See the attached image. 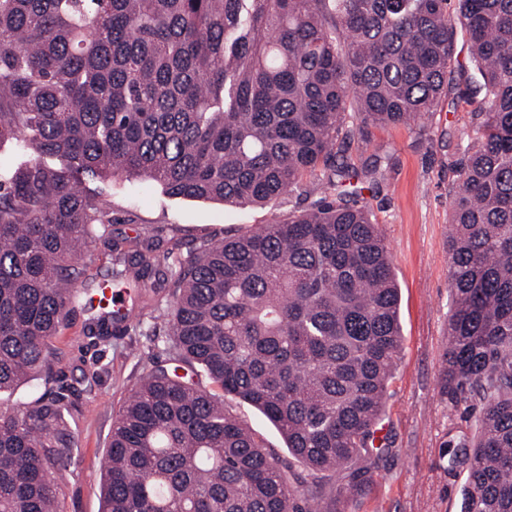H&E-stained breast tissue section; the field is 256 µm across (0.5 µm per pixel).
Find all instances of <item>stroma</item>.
Returning a JSON list of instances; mask_svg holds the SVG:
<instances>
[{
  "label": "stroma",
  "mask_w": 512,
  "mask_h": 512,
  "mask_svg": "<svg viewBox=\"0 0 512 512\" xmlns=\"http://www.w3.org/2000/svg\"><path fill=\"white\" fill-rule=\"evenodd\" d=\"M468 35L456 27L457 62L448 76L450 92L431 116L397 127L370 128L355 137L348 153L355 165L371 163L377 148L390 160L362 196L371 208L392 255L400 288L403 346L380 425L381 458L375 494L359 499L351 512H460L466 471L450 465L447 445L456 435L474 432L477 398L451 402L440 389L439 374L448 347L449 192L469 142L477 98ZM85 192L112 203L115 238H150L158 252L187 253L206 239L254 230L273 219L306 209L324 195L313 177L292 193L263 206L174 197L147 177L81 176ZM88 313L79 312L53 341L52 367L74 392L78 407L74 436L78 445L63 478L57 481L65 512H103L104 472L112 418L128 393L154 362L169 357L168 338L150 322L131 321L105 338L91 336ZM97 371L93 392L83 375Z\"/></svg>",
  "instance_id": "stroma-1"
}]
</instances>
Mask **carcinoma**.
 <instances>
[{
	"label": "carcinoma",
	"instance_id": "carcinoma-1",
	"mask_svg": "<svg viewBox=\"0 0 512 512\" xmlns=\"http://www.w3.org/2000/svg\"><path fill=\"white\" fill-rule=\"evenodd\" d=\"M0 0V393L53 380L77 311L147 316L173 360L112 423L104 512H347L372 493V438L402 348L384 235L353 193L348 142L437 110L469 36L481 94L448 237L452 311L439 382L480 400L458 437L461 512H512V0ZM144 175L167 193L263 205L306 175L331 196L161 268L112 240L108 200L72 169ZM138 292L119 318L84 281L91 243ZM171 288L160 295L158 282ZM257 409L292 460L229 412ZM74 403L0 408V512H64L52 469L76 448Z\"/></svg>",
	"mask_w": 512,
	"mask_h": 512
}]
</instances>
